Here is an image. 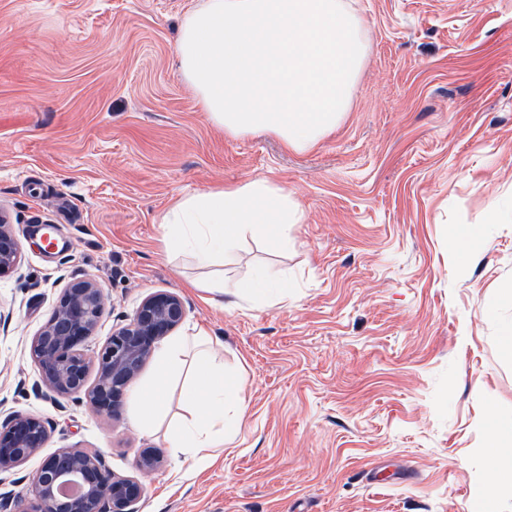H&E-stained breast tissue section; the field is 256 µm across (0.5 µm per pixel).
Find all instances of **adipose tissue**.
<instances>
[{
	"label": "adipose tissue",
	"instance_id": "adipose-tissue-1",
	"mask_svg": "<svg viewBox=\"0 0 512 512\" xmlns=\"http://www.w3.org/2000/svg\"><path fill=\"white\" fill-rule=\"evenodd\" d=\"M298 207L280 185L257 179L219 190L183 198L162 218L175 252L187 255L197 266L223 262L224 253L246 236L260 237L276 247L288 244V227L296 223ZM293 283L284 272L262 270L255 275L225 280H206L207 291L236 298L263 299L274 295L287 299ZM201 345L191 370L185 396L188 417L173 427L170 446L174 452L190 454L197 461H213L239 425L245 409L239 384L224 375V363L214 356L209 339L197 337ZM185 339L165 344L158 353L160 374L148 384L130 391L141 421L149 426L163 419L164 390L170 375L182 365Z\"/></svg>",
	"mask_w": 512,
	"mask_h": 512
}]
</instances>
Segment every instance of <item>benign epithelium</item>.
I'll use <instances>...</instances> for the list:
<instances>
[{
	"label": "benign epithelium",
	"mask_w": 512,
	"mask_h": 512,
	"mask_svg": "<svg viewBox=\"0 0 512 512\" xmlns=\"http://www.w3.org/2000/svg\"><path fill=\"white\" fill-rule=\"evenodd\" d=\"M18 260L12 225L0 224V275ZM106 304L105 289L96 280L73 279L51 319L32 337L31 352L46 394L84 395L100 413L112 418L119 414L123 395L155 344L183 321L185 305L169 291L147 296L129 322L113 330L91 357L84 344L95 335ZM49 433V422L34 415L13 414L1 421L0 470L38 453ZM34 486L35 498L27 512H139L144 493L137 478L113 474L102 452L83 448H61L46 456Z\"/></svg>",
	"instance_id": "1"
}]
</instances>
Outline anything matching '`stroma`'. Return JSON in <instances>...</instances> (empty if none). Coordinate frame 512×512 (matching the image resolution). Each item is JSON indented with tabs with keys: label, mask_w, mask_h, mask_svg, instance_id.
Here are the masks:
<instances>
[{
	"label": "stroma",
	"mask_w": 512,
	"mask_h": 512,
	"mask_svg": "<svg viewBox=\"0 0 512 512\" xmlns=\"http://www.w3.org/2000/svg\"><path fill=\"white\" fill-rule=\"evenodd\" d=\"M347 2L368 60L344 122L295 153L202 111L175 48L203 0H0V214L21 250L0 276V414L51 425L1 493L29 494L44 456L73 446L138 476L141 512H512V490L485 495L488 425L512 419V0ZM257 178L298 222L284 250L241 240L224 275L284 270L297 288L209 301L192 282L212 269L169 255L161 218ZM466 225L481 245L464 266ZM77 276L108 295L98 338L162 290L186 307L175 336L213 338L246 409L211 464L168 446L182 380L151 428L130 398L109 419L41 389L30 343ZM147 449L161 463L141 474Z\"/></svg>",
	"instance_id": "1"
}]
</instances>
